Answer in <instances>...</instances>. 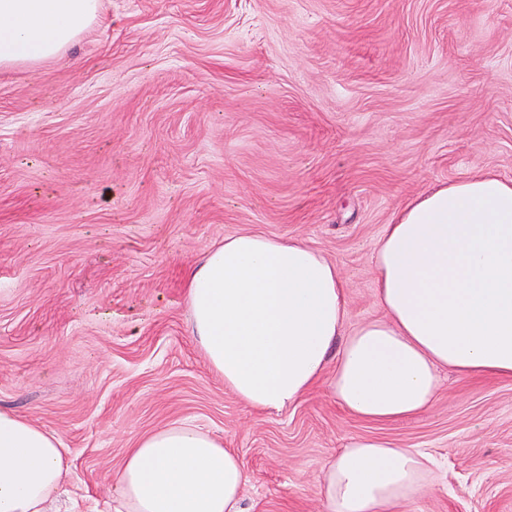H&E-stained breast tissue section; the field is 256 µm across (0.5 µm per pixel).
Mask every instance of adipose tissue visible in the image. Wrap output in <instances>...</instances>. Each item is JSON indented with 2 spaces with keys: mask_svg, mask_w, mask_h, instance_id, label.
Listing matches in <instances>:
<instances>
[{
  "mask_svg": "<svg viewBox=\"0 0 512 512\" xmlns=\"http://www.w3.org/2000/svg\"><path fill=\"white\" fill-rule=\"evenodd\" d=\"M98 0H0V66L63 56ZM372 263L380 317L346 326L336 264L297 239L225 237L186 273L189 336L225 389L281 411L326 383L350 416L426 412L438 371L512 379V180L439 185L386 225ZM58 437L0 410V512H58L70 471ZM433 458L357 439L322 467L324 512H403ZM247 470L207 432L175 422L138 438L114 475L112 512H245Z\"/></svg>",
  "mask_w": 512,
  "mask_h": 512,
  "instance_id": "obj_1",
  "label": "adipose tissue"
}]
</instances>
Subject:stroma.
Masks as SVG:
<instances>
[{"label":"stroma","mask_w":512,"mask_h":512,"mask_svg":"<svg viewBox=\"0 0 512 512\" xmlns=\"http://www.w3.org/2000/svg\"><path fill=\"white\" fill-rule=\"evenodd\" d=\"M62 57L0 69V409L55 433L108 512L127 448L175 420L241 457L250 512H322L360 438L434 457L404 512H512V380L440 371L427 412L355 419L320 385L242 404L187 332L186 268L225 237L372 255L431 187L512 179V0H100Z\"/></svg>","instance_id":"stroma-1"}]
</instances>
